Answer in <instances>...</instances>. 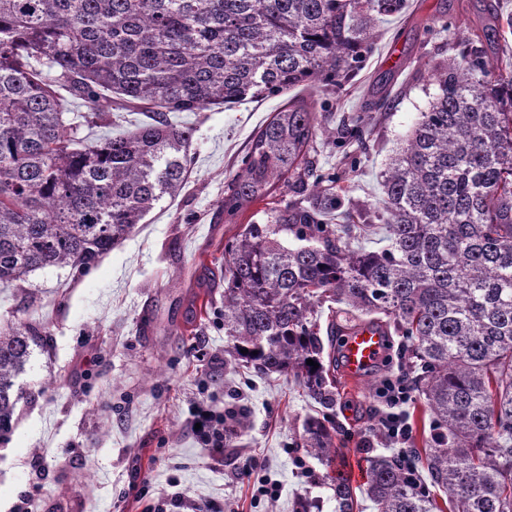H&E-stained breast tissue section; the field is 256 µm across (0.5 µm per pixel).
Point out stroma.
<instances>
[{
  "label": "stroma",
  "instance_id": "35a3bbf8",
  "mask_svg": "<svg viewBox=\"0 0 512 512\" xmlns=\"http://www.w3.org/2000/svg\"><path fill=\"white\" fill-rule=\"evenodd\" d=\"M512 0H407L404 14L380 24L360 69L338 86L291 90L261 101L184 113L195 134L194 163L177 198H163L145 224L86 271L49 268L25 290L0 288V321L43 323L41 348L20 376L26 396L12 432L0 440V512H295L299 499L335 512L324 467L299 446L313 402L294 381L224 363V282L213 275L224 244L243 225L264 223L269 208L308 207V191L276 188L237 223L221 204L258 130L288 102H313L319 127L312 158L323 175L345 173L350 223L380 237L373 203L385 164L418 121L435 87L429 70L465 40L487 56H512V35L487 45L490 10ZM364 118L365 151L348 159L338 137ZM37 297L28 307L27 296ZM405 337L357 379L336 368L338 462L423 456L434 438L423 399L407 404L411 433L391 444L377 427V390L407 370ZM204 406L243 409L250 429L234 454L213 450L193 427ZM279 485L262 495L263 480Z\"/></svg>",
  "mask_w": 512,
  "mask_h": 512
}]
</instances>
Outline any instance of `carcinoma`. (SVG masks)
I'll list each match as a JSON object with an SVG mask.
<instances>
[{
    "instance_id": "cac0c4a2",
    "label": "carcinoma",
    "mask_w": 512,
    "mask_h": 512,
    "mask_svg": "<svg viewBox=\"0 0 512 512\" xmlns=\"http://www.w3.org/2000/svg\"><path fill=\"white\" fill-rule=\"evenodd\" d=\"M405 0H0V288L48 268L85 271L186 183L200 112L355 74L375 23ZM437 92L382 175L387 245L352 250L332 221L347 192L307 154L314 106L288 103L257 132L224 196L233 223L277 185L317 188L309 208H271L224 244V362L291 375L336 404L316 307L406 337L411 384L440 429L425 473L371 460L377 512H512V62L477 51L437 63ZM90 111L68 118L56 89ZM150 117L117 135L110 104ZM100 130L97 138L81 127ZM294 243H288V238ZM43 326L0 324V438L12 429ZM248 353H242V350ZM312 359L319 364H307ZM245 415L224 429L234 448ZM302 447L327 469L336 512H356L336 431L310 417Z\"/></svg>"
}]
</instances>
